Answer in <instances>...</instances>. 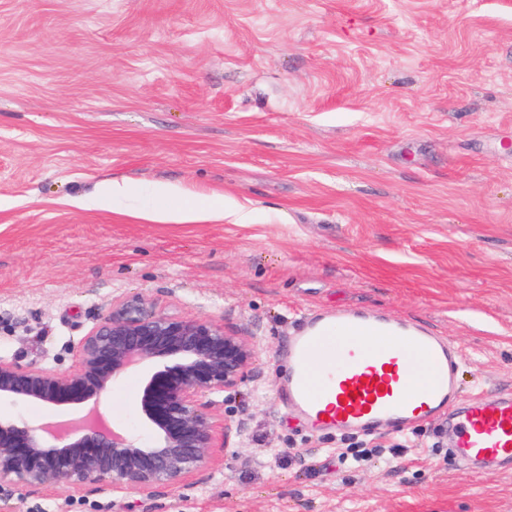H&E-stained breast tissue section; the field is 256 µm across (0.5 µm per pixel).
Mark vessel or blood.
Here are the masks:
<instances>
[{
  "mask_svg": "<svg viewBox=\"0 0 512 512\" xmlns=\"http://www.w3.org/2000/svg\"><path fill=\"white\" fill-rule=\"evenodd\" d=\"M368 323L381 342L369 355L329 328L356 319ZM409 347L429 355L438 380L418 402H408L401 353ZM456 347L425 326L380 314L351 310L323 312L288 339V373L283 396L298 416L314 425L350 433L386 427L401 431L437 416L455 434L461 462L481 474L512 471V391L479 394L460 400Z\"/></svg>",
  "mask_w": 512,
  "mask_h": 512,
  "instance_id": "b4317fda",
  "label": "vessel or blood"
}]
</instances>
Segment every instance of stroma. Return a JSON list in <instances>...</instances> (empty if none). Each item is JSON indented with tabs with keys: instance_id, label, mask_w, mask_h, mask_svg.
I'll return each mask as SVG.
<instances>
[{
	"instance_id": "stroma-1",
	"label": "stroma",
	"mask_w": 512,
	"mask_h": 512,
	"mask_svg": "<svg viewBox=\"0 0 512 512\" xmlns=\"http://www.w3.org/2000/svg\"><path fill=\"white\" fill-rule=\"evenodd\" d=\"M115 209L75 206L97 184ZM248 224L142 219L150 188ZM140 295L251 341L228 447L153 492L4 488L16 512H512L436 418L366 436L281 398L288 338L349 308L459 351L463 396L512 390V0H0V359L65 371ZM139 373L100 409L143 432ZM130 193V189L126 184H122L116 181L103 182L101 183L96 192L92 197L86 200H76L74 204L77 206H84L86 202H91L92 205H96L102 208L109 207L112 199V206L118 199L126 197Z\"/></svg>"
}]
</instances>
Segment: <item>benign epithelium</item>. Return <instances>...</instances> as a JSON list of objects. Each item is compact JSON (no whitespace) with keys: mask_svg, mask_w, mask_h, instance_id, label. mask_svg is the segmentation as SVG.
I'll return each mask as SVG.
<instances>
[{"mask_svg":"<svg viewBox=\"0 0 512 512\" xmlns=\"http://www.w3.org/2000/svg\"><path fill=\"white\" fill-rule=\"evenodd\" d=\"M253 361L251 343L212 320L169 314L139 296L116 300L80 341L73 368L0 360V401L76 410L98 403L112 383L149 364L136 397L148 441L95 416L57 431L22 417L0 418V487L172 486L209 462L218 428L228 429L214 395L245 385Z\"/></svg>","mask_w":512,"mask_h":512,"instance_id":"obj_1","label":"benign epithelium"}]
</instances>
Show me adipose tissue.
Segmentation results:
<instances>
[{"mask_svg": "<svg viewBox=\"0 0 512 512\" xmlns=\"http://www.w3.org/2000/svg\"><path fill=\"white\" fill-rule=\"evenodd\" d=\"M152 197L153 206L147 217L157 222L185 224L216 219L245 224L250 219L249 210L237 201L222 199L215 204L201 206L185 198L177 187L169 184L154 185Z\"/></svg>", "mask_w": 512, "mask_h": 512, "instance_id": "adipose-tissue-1", "label": "adipose tissue"}]
</instances>
